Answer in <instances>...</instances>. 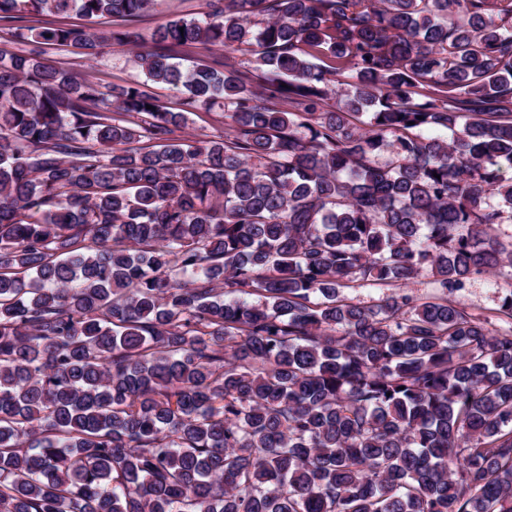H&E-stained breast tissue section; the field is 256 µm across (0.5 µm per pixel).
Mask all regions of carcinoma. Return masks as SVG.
<instances>
[{"label": "carcinoma", "instance_id": "carcinoma-1", "mask_svg": "<svg viewBox=\"0 0 512 512\" xmlns=\"http://www.w3.org/2000/svg\"><path fill=\"white\" fill-rule=\"evenodd\" d=\"M155 2L0 0V512H512V331L448 300L512 263V0H205L106 89L43 57ZM227 56L235 57L234 59L232 58V60L237 62L236 67L239 69H242V67H244V66L248 67L249 65H252V64H247L248 59H250V57L247 55H241L239 53H235V54L224 53L215 47L209 51L204 50V49H193L192 52H189L186 55H184V57H183L184 59L176 60V61L181 62L184 67L192 64L193 62L199 61V60H202L205 63H208L213 66L214 60H219L222 63H224L225 58ZM189 118L188 127L178 131L176 138L181 139L188 134H195L201 138L218 139L225 138L230 132L224 123V107L221 104L208 112L190 114ZM352 288H344L342 294L351 299L352 302L361 306L370 307L378 304L386 294H390V290L378 288L369 282L357 281L351 284Z\"/></svg>", "mask_w": 512, "mask_h": 512}]
</instances>
